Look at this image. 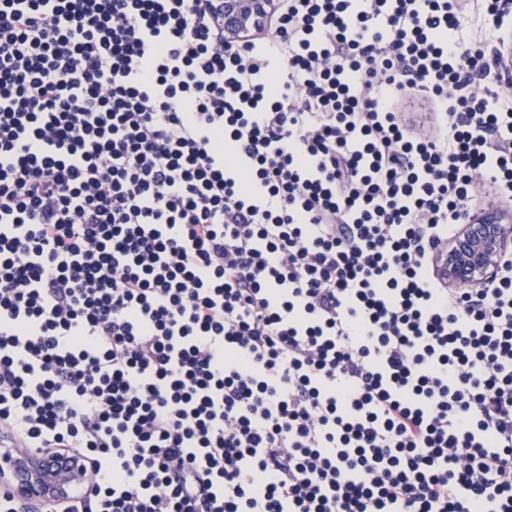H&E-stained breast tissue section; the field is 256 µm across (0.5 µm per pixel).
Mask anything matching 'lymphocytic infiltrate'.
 Listing matches in <instances>:
<instances>
[{
	"instance_id": "f902f5d3",
	"label": "lymphocytic infiltrate",
	"mask_w": 512,
	"mask_h": 512,
	"mask_svg": "<svg viewBox=\"0 0 512 512\" xmlns=\"http://www.w3.org/2000/svg\"><path fill=\"white\" fill-rule=\"evenodd\" d=\"M463 16L0 0V433L94 473L47 512H512V261L429 275L512 189ZM275 0H220L225 45H239L268 33V21L277 8ZM399 112H403L409 128L415 131H431L436 125V104L420 95H408L398 103Z\"/></svg>"
}]
</instances>
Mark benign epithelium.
<instances>
[{
	"label": "benign epithelium",
	"instance_id": "7a95c632",
	"mask_svg": "<svg viewBox=\"0 0 512 512\" xmlns=\"http://www.w3.org/2000/svg\"><path fill=\"white\" fill-rule=\"evenodd\" d=\"M277 0H219L224 19V45L235 46L268 33ZM498 56L503 76L512 81V41L502 40ZM512 258V203L468 215L466 222L440 250L435 261L450 286L482 288ZM92 481L90 471L75 458L30 451L0 458V488L19 500L42 506L60 503L64 493Z\"/></svg>",
	"mask_w": 512,
	"mask_h": 512
}]
</instances>
